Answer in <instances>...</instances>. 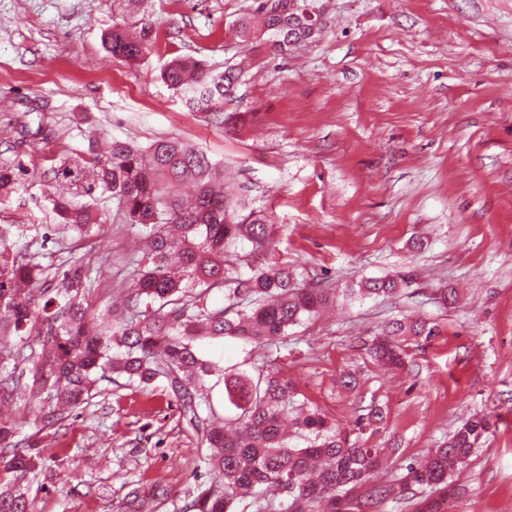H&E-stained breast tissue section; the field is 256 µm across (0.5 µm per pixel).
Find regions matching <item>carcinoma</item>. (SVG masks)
<instances>
[{"label": "carcinoma", "mask_w": 512, "mask_h": 512, "mask_svg": "<svg viewBox=\"0 0 512 512\" xmlns=\"http://www.w3.org/2000/svg\"><path fill=\"white\" fill-rule=\"evenodd\" d=\"M282 2L280 12L261 3L240 18L238 36L247 39L261 25L282 51L313 39L320 24L318 16L304 14L310 0ZM150 34L147 24L135 37L116 27L105 45L135 62L148 49ZM161 77L188 111L199 112L222 102L239 72L227 67L214 74L205 61L186 57L167 63ZM24 175L22 169H1L0 194L11 193ZM47 175L59 235L101 244L97 235L106 216L80 201L101 189L145 240L147 253L130 258L124 308L101 309L97 277L83 258L45 265L22 241L23 225L0 224V405L22 388L45 401L42 432L61 427L110 374L142 390L166 382L213 474L176 512H377L413 485L422 492L408 498L410 512H442L456 498L450 478L489 433L486 419L466 421L424 464L407 465L398 481L371 484L370 474L383 466L388 451L362 440V421L355 432L341 431L318 409L297 402L266 351L288 345L292 328L336 302V289L299 284L286 262L238 273L244 261L238 247L250 244L251 256L265 252L273 225L239 219L242 202L224 186V167L204 150L179 138L146 148L114 139L105 152L91 147L61 157ZM184 183L194 189L189 201L175 193ZM228 283L234 287L225 289ZM411 283L409 273L370 278L342 289V297H394ZM214 293L223 294L224 302L208 303ZM438 335L439 326L426 318L395 319L369 350L400 367L405 342ZM228 339L256 356L251 370L226 367L224 357L200 350L205 341ZM288 421L304 445L290 444ZM26 423L20 412L0 414V512H30L28 490L18 479L38 469L42 458L34 438L22 448L15 441Z\"/></svg>", "instance_id": "obj_1"}]
</instances>
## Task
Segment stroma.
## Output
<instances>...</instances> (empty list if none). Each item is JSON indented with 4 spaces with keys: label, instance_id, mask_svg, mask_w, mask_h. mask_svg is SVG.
I'll return each instance as SVG.
<instances>
[{
    "label": "stroma",
    "instance_id": "obj_1",
    "mask_svg": "<svg viewBox=\"0 0 512 512\" xmlns=\"http://www.w3.org/2000/svg\"><path fill=\"white\" fill-rule=\"evenodd\" d=\"M315 6L320 37L282 53L271 34L238 37L255 0H0V167L27 171L0 196V224L24 225L30 242L55 224L40 175L88 134L202 147L273 225L271 257L304 260L307 284L414 273L397 299H340L294 328L275 367L300 401L342 427L383 409L371 442L393 455L378 483L486 416L493 433L453 477L456 512H512V0ZM145 19L155 37L139 62L106 51L113 27ZM183 56L243 64L223 120L189 113L161 79ZM102 206L98 303L119 306L135 234L115 203ZM403 316L440 334L408 342L405 368L381 367L364 342ZM39 440L34 512H172L210 478L161 383L99 381L90 404Z\"/></svg>",
    "mask_w": 512,
    "mask_h": 512
}]
</instances>
